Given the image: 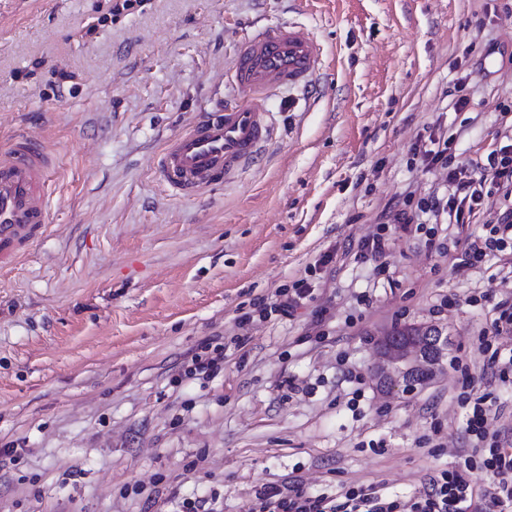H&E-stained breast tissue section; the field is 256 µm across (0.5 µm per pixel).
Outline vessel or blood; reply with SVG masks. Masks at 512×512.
I'll list each match as a JSON object with an SVG mask.
<instances>
[{"instance_id":"vessel-or-blood-1","label":"vessel or blood","mask_w":512,"mask_h":512,"mask_svg":"<svg viewBox=\"0 0 512 512\" xmlns=\"http://www.w3.org/2000/svg\"><path fill=\"white\" fill-rule=\"evenodd\" d=\"M320 48L293 26L261 30L238 48L231 74L237 94L200 113L192 128L169 139L155 168L181 195L205 193L254 164L274 131L266 101L308 86ZM54 155L33 135L17 131L0 146V268L15 265L49 221L47 189Z\"/></svg>"}]
</instances>
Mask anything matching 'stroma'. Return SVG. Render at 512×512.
<instances>
[{"instance_id": "stroma-1", "label": "stroma", "mask_w": 512, "mask_h": 512, "mask_svg": "<svg viewBox=\"0 0 512 512\" xmlns=\"http://www.w3.org/2000/svg\"><path fill=\"white\" fill-rule=\"evenodd\" d=\"M115 3L0 0V137L28 129L57 161L47 227L0 273V512H252L297 479L406 500L470 455L466 385L489 431L512 428V388L479 345L492 302L512 300V252L461 263L501 193L485 182L459 224L394 222L407 197L450 190L419 142L485 168L512 150V0ZM284 25L320 47L311 86L269 99L256 165L175 194L157 154L232 94L239 44ZM382 230L386 256L361 258ZM300 281L294 315L242 321ZM420 323L444 328L454 364L380 390L378 336ZM217 344L223 371L179 377ZM430 145L434 148H428L427 145L419 147L418 153L415 155L418 157L420 166L423 169H432L440 164V167L444 168L448 166V139L440 143V139L436 140L429 138Z\"/></svg>"}]
</instances>
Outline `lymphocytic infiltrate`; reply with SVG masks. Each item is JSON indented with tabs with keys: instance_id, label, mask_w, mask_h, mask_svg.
<instances>
[{
	"instance_id": "obj_1",
	"label": "lymphocytic infiltrate",
	"mask_w": 512,
	"mask_h": 512,
	"mask_svg": "<svg viewBox=\"0 0 512 512\" xmlns=\"http://www.w3.org/2000/svg\"><path fill=\"white\" fill-rule=\"evenodd\" d=\"M422 168L448 167V182L470 193L472 202H480L474 182L495 180L502 189L503 200L510 206L501 224L495 225L484 244H470L462 254L465 265L481 263L488 250H502L512 244V157L503 156L492 169L465 164L448 165L447 143L421 147L417 153ZM489 412L484 397L469 404L467 432L475 440L473 450L479 453L485 467L495 475L493 490L478 484L474 473L467 469L444 470L430 478L429 489L417 500L399 501L376 490H359L347 494L343 504L324 496L309 495L300 484L287 487L269 485L258 494L254 512H512V433L488 435L485 423Z\"/></svg>"
}]
</instances>
